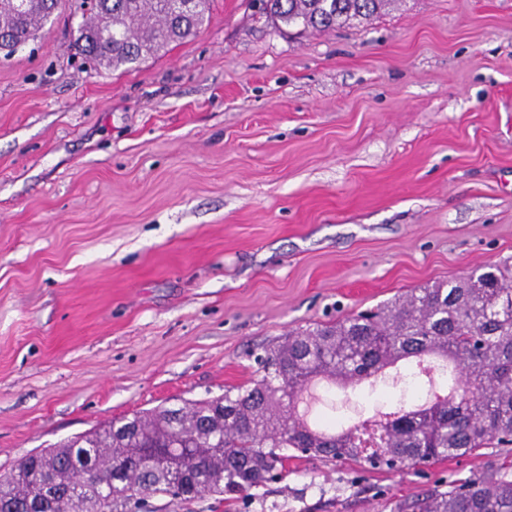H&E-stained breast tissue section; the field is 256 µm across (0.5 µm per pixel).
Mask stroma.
<instances>
[{"mask_svg":"<svg viewBox=\"0 0 512 512\" xmlns=\"http://www.w3.org/2000/svg\"><path fill=\"white\" fill-rule=\"evenodd\" d=\"M67 15L0 56V469L100 423L244 384L255 353L474 268L512 262V0H393L297 34L213 0L165 53L72 59ZM323 384L350 424L400 389ZM288 464L228 505L399 512L489 468Z\"/></svg>","mask_w":512,"mask_h":512,"instance_id":"1","label":"stroma"}]
</instances>
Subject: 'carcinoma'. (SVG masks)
Returning a JSON list of instances; mask_svg holds the SVG:
<instances>
[{"instance_id":"carcinoma-1","label":"carcinoma","mask_w":512,"mask_h":512,"mask_svg":"<svg viewBox=\"0 0 512 512\" xmlns=\"http://www.w3.org/2000/svg\"><path fill=\"white\" fill-rule=\"evenodd\" d=\"M395 0H262L273 20L323 31L367 20ZM175 0H89L74 30L81 63L118 69L195 34L210 0L177 13ZM66 0L0 9V36L16 45ZM249 384L203 400L108 422L0 472V512H155L152 500L210 494L234 502L286 474L290 459H353L414 469L512 442V265L414 288L380 305L291 332L257 357ZM412 376L446 397L401 404L347 428L310 424L299 409L315 380L342 391ZM410 512H512L505 468L456 480L408 504Z\"/></svg>"}]
</instances>
